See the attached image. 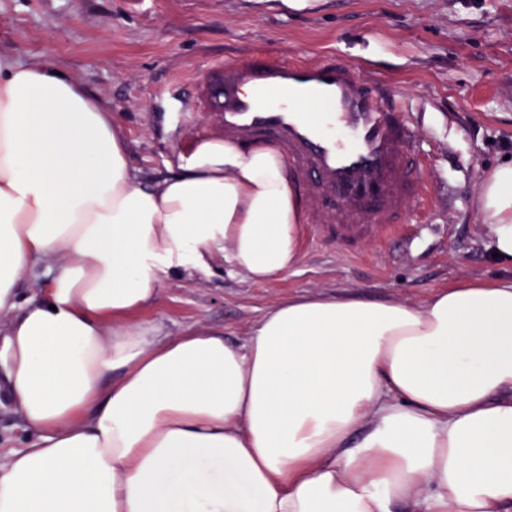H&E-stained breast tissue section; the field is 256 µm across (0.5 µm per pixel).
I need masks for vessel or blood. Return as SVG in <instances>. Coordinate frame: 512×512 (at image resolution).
<instances>
[{
  "label": "vessel or blood",
  "instance_id": "vessel-or-blood-1",
  "mask_svg": "<svg viewBox=\"0 0 512 512\" xmlns=\"http://www.w3.org/2000/svg\"><path fill=\"white\" fill-rule=\"evenodd\" d=\"M195 104L224 141L274 146L314 205L310 224L348 252L397 233L419 181L414 124L351 63L265 52L220 61L198 77Z\"/></svg>",
  "mask_w": 512,
  "mask_h": 512
}]
</instances>
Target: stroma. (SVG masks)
Masks as SVG:
<instances>
[{"instance_id":"1","label":"stroma","mask_w":512,"mask_h":512,"mask_svg":"<svg viewBox=\"0 0 512 512\" xmlns=\"http://www.w3.org/2000/svg\"><path fill=\"white\" fill-rule=\"evenodd\" d=\"M333 55L387 81L416 126L424 202L403 236L365 243L359 256L299 226V264L253 281L216 261L183 273L136 313L162 335L219 333L231 344L295 296L355 295L422 305L439 288L512 280L485 248L475 198L487 169L512 156V0H0V52L50 61L111 105L137 179L155 185L214 121L193 110L194 78L213 61L255 51ZM29 435L0 391V466Z\"/></svg>"}]
</instances>
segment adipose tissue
Listing matches in <instances>:
<instances>
[{"instance_id": "adipose-tissue-1", "label": "adipose tissue", "mask_w": 512, "mask_h": 512, "mask_svg": "<svg viewBox=\"0 0 512 512\" xmlns=\"http://www.w3.org/2000/svg\"><path fill=\"white\" fill-rule=\"evenodd\" d=\"M477 212L512 266V158ZM303 216L270 147L205 140L142 186L109 105L0 54V386L32 437L0 512H512V282L294 297L241 345L132 321L219 257L287 273ZM46 278L43 275V267L41 265H33L24 270L18 282L20 295L23 298L36 296L44 288Z\"/></svg>"}]
</instances>
